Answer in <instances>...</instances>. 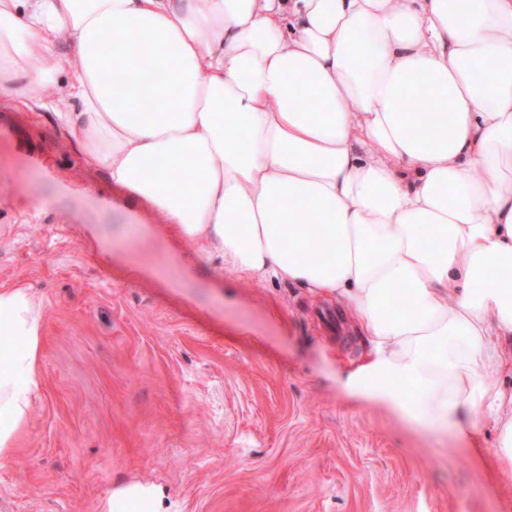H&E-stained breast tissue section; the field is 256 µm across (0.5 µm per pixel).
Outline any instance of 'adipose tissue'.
<instances>
[{
    "instance_id": "adipose-tissue-1",
    "label": "adipose tissue",
    "mask_w": 512,
    "mask_h": 512,
    "mask_svg": "<svg viewBox=\"0 0 512 512\" xmlns=\"http://www.w3.org/2000/svg\"><path fill=\"white\" fill-rule=\"evenodd\" d=\"M46 85L181 238L343 302L368 341L344 396L466 439L488 411L512 469V0H0V91ZM0 334L4 459L41 386L31 288L0 287ZM98 509L169 512L148 483Z\"/></svg>"
}]
</instances>
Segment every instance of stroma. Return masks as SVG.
<instances>
[{
	"mask_svg": "<svg viewBox=\"0 0 512 512\" xmlns=\"http://www.w3.org/2000/svg\"><path fill=\"white\" fill-rule=\"evenodd\" d=\"M54 96L0 94V286L43 314L0 512H97L138 482L171 512H512L490 419L465 442L344 397L367 340L343 304L239 278L130 205Z\"/></svg>",
	"mask_w": 512,
	"mask_h": 512,
	"instance_id": "obj_1",
	"label": "stroma"
}]
</instances>
